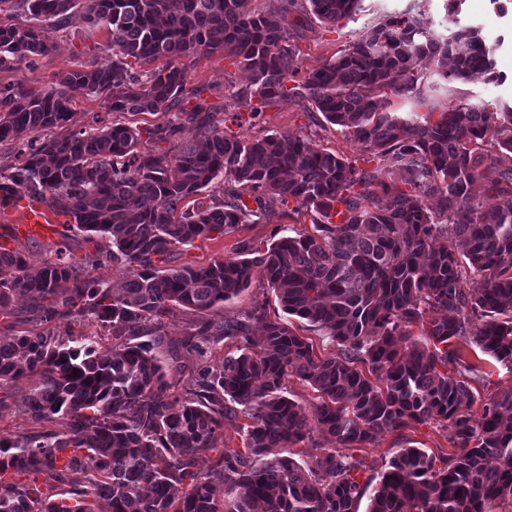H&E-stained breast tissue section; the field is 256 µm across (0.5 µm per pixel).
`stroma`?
Masks as SVG:
<instances>
[{
  "mask_svg": "<svg viewBox=\"0 0 512 512\" xmlns=\"http://www.w3.org/2000/svg\"><path fill=\"white\" fill-rule=\"evenodd\" d=\"M415 3L424 9L437 33L446 35L464 24H480L486 27L490 38H502L503 44L497 51V69L505 75L506 80L498 86L481 82H449L438 76L434 65L425 60L417 68L422 98L395 100L394 111L438 113L456 99L468 96L492 105L501 100L511 101L512 0H465L463 10L457 16L447 14L446 0H362L356 15L335 26L324 24L311 15L294 37L299 49L296 67L305 73L311 71L335 58L341 49L356 41L379 17L405 11ZM83 14V8H76L63 29L46 24L44 34L53 46L50 55L38 58L32 65L22 60L1 68L0 85L41 91L53 86L60 75L73 69L77 63L92 59L102 63L111 60L112 45L106 30L89 27ZM250 80L249 72L238 67L221 51L201 58L187 67L188 85L198 88L203 101L219 112L224 110L231 114L243 111V104L225 98L224 91L232 86L247 88ZM98 113L112 114L114 121H122L141 129L163 120L162 115L148 112L135 116L118 112L113 114L110 113L107 102L102 99L79 97L72 106L69 126L74 130L82 129L92 124L94 115ZM228 130L252 138L276 132L301 135L311 138L328 151L355 162L357 168L364 170L368 167L361 146L348 133L326 122L321 113L306 111L301 99L295 95L279 99L266 107L253 125L241 128L232 123ZM47 217L51 223L60 227L56 237L22 238L14 231L15 224L22 220L20 210L0 209V246L21 252L34 266L56 258L61 251L77 261L85 260L89 254L95 253V239L83 233L70 232L65 225V215L51 210ZM290 229L311 231V214H279L263 224H250L223 235L214 233L210 237L196 239L193 244L177 247L167 258L165 265L169 268L205 266L215 259L232 255L243 242L256 249L265 248L275 235ZM37 380V375L33 374L19 381L0 385V439L58 430V423L32 422L18 413L14 406L17 397L28 392ZM408 447L423 449L439 461L446 459L454 450L450 430L433 424H416L400 432L385 431L380 433L373 445L354 449V456L364 463L357 476L358 481H378L390 459L400 449Z\"/></svg>",
  "mask_w": 512,
  "mask_h": 512,
  "instance_id": "35a3bbf8",
  "label": "stroma"
}]
</instances>
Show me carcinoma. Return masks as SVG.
Returning a JSON list of instances; mask_svg holds the SVG:
<instances>
[{
	"instance_id": "cac0c4a2",
	"label": "carcinoma",
	"mask_w": 512,
	"mask_h": 512,
	"mask_svg": "<svg viewBox=\"0 0 512 512\" xmlns=\"http://www.w3.org/2000/svg\"><path fill=\"white\" fill-rule=\"evenodd\" d=\"M358 2L270 0L271 12L259 14L249 0H0L26 17L0 24V67L48 56L42 24L66 26L80 4L112 39V61L81 62L48 90L0 86V143H18L15 161L0 166V207L28 197L59 210L70 229L108 240L93 263L127 273L114 294L110 281L65 257L34 267L0 248V269L11 272L0 278V308L21 295L40 313L38 326L0 341V382L39 374L16 409L61 426L0 440V512H96L101 500L111 512H358L363 463L346 450L423 422L450 428L455 451L438 468L425 451L402 449L368 512H488L493 503L512 512V387L472 417L471 383L482 369L463 347L448 348L452 340L475 346L512 374V104L491 110L466 97L434 121L378 105L389 93L421 94L423 58L448 81L503 83L502 39L491 46L473 25L439 36L425 11L410 8L383 16L305 75L301 98L387 167L383 179L308 138L227 136L212 107L185 108L198 93L186 90V67L174 60L222 50L252 78L247 90L231 88L249 107L233 119L256 120L299 73L290 29L310 14L336 25ZM160 58L170 62L147 68ZM130 59L145 69L130 73ZM78 96L166 120L141 131L96 116L72 130ZM187 124L196 136L180 145ZM143 133L172 149L139 151ZM479 185L495 203L480 202ZM210 188L212 205L189 206ZM291 203L326 219L316 235H284L255 251L243 243L206 266L157 265L180 245L266 223ZM255 283L335 351L316 353L260 309L219 313ZM176 308L197 314L193 333L166 349L172 360L197 358L179 397L159 352ZM442 311L448 317H435ZM76 320L96 323L112 347L92 332L73 337ZM228 341L235 351L209 365L208 350ZM290 377L320 393L311 414L284 395ZM237 405L248 420L243 453L224 447L221 433ZM314 432L321 441L311 446L323 454L312 467L272 452ZM218 448L216 467L196 471L198 455ZM11 471L31 481L3 480ZM41 477L71 490L44 498Z\"/></svg>"
}]
</instances>
